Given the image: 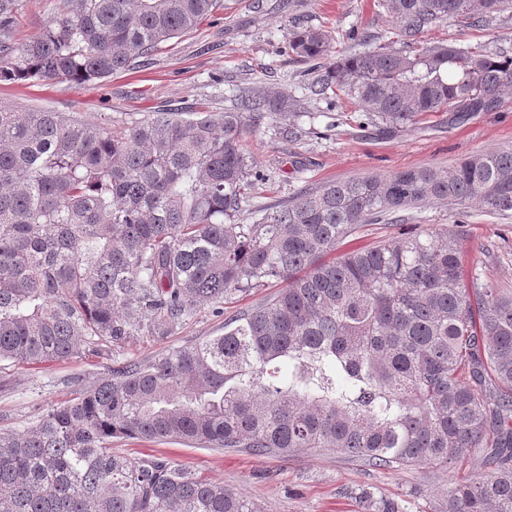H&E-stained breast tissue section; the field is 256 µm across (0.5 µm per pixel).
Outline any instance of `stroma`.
Returning <instances> with one entry per match:
<instances>
[{"label":"stroma","instance_id":"obj_1","mask_svg":"<svg viewBox=\"0 0 512 512\" xmlns=\"http://www.w3.org/2000/svg\"><path fill=\"white\" fill-rule=\"evenodd\" d=\"M59 2L22 0L15 42L40 36ZM295 25L337 34L335 49L341 55L366 49L362 42L348 39L351 30L371 33L384 42L397 28L387 0H224L214 17L129 70L82 86L66 81L0 83V104L78 112L121 127L166 102L223 111L231 107L237 88L253 79L262 80L278 95L304 100L303 112L286 117L297 131L296 139L282 140L270 123L245 139L246 153L269 179L241 212L243 224L253 223L254 210L287 200L304 188L424 166L448 168L481 151L512 147V95L497 111L471 114L456 125L449 124L448 113L438 112L391 132L379 125H361L362 115L350 103L330 106L309 97L308 66L288 52L287 34ZM416 41L421 47L440 41L512 54V12L494 14L480 27L447 21L419 34ZM425 228L464 233L468 266L478 267L501 287L512 288V215L501 216L478 205L463 210L424 205L403 212L399 221L364 226L346 246L367 247ZM265 295L261 289L216 307L198 306L172 335L134 336L109 355L1 370L0 429L24 430L38 413L67 398L72 378L90 386L118 362L149 361L174 347L223 334L227 316ZM112 445L132 458L155 456L187 466L258 501L264 512H367L368 503L379 501L393 503L398 512H442L449 488L475 464L467 457L447 468L392 470L327 448H302L282 457L122 438Z\"/></svg>","mask_w":512,"mask_h":512}]
</instances>
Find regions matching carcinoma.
Listing matches in <instances>:
<instances>
[{
  "label": "carcinoma",
  "mask_w": 512,
  "mask_h": 512,
  "mask_svg": "<svg viewBox=\"0 0 512 512\" xmlns=\"http://www.w3.org/2000/svg\"><path fill=\"white\" fill-rule=\"evenodd\" d=\"M0 0V83L100 81L197 28L220 0H63L41 36L12 40ZM404 44L471 27L512 0H389ZM323 28L288 31L310 92L354 101L391 130L429 112H493L512 57L433 44L337 57ZM303 107L260 81L222 112L163 109L129 126L0 105V363L61 362L169 336L198 304L278 290L224 334L130 360L24 431H0V512H263L221 482L112 439L288 456L331 448L384 468L493 470L448 490L444 512H512V289L465 276L437 230L337 253L368 224L423 204L512 214V149L443 169L326 183L240 224L267 174L243 149Z\"/></svg>",
  "instance_id": "obj_1"
}]
</instances>
